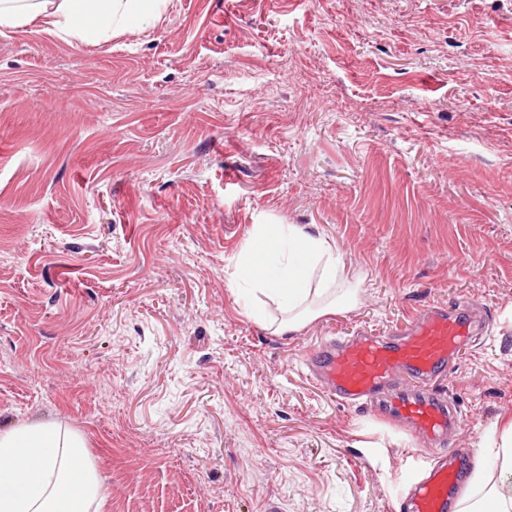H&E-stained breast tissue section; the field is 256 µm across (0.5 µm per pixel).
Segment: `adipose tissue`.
I'll return each mask as SVG.
<instances>
[{
	"label": "adipose tissue",
	"instance_id": "ef3b65f1",
	"mask_svg": "<svg viewBox=\"0 0 512 512\" xmlns=\"http://www.w3.org/2000/svg\"><path fill=\"white\" fill-rule=\"evenodd\" d=\"M165 0H0V28L40 21L63 40L95 43L159 13ZM238 284L283 312L279 333L356 307L333 243L295 224H258L240 254ZM458 512H512V489L491 482L488 467L512 476V420L488 444ZM100 479L82 437L32 423L0 433V512H99Z\"/></svg>",
	"mask_w": 512,
	"mask_h": 512
}]
</instances>
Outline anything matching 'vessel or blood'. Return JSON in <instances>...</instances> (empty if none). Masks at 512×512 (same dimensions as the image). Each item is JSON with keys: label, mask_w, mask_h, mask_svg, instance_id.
<instances>
[{"label": "vessel or blood", "mask_w": 512, "mask_h": 512, "mask_svg": "<svg viewBox=\"0 0 512 512\" xmlns=\"http://www.w3.org/2000/svg\"><path fill=\"white\" fill-rule=\"evenodd\" d=\"M475 320L467 306L432 305L399 336L356 335L322 344L305 359L310 377L342 402L398 423L431 447L461 423L457 407L435 385L446 377L459 349L471 340ZM401 512H454L464 487L463 467L446 453L406 476Z\"/></svg>", "instance_id": "vessel-or-blood-1"}]
</instances>
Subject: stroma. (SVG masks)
I'll list each match as a JSON object with an SVG mask.
<instances>
[{
    "mask_svg": "<svg viewBox=\"0 0 512 512\" xmlns=\"http://www.w3.org/2000/svg\"><path fill=\"white\" fill-rule=\"evenodd\" d=\"M334 242L356 308L285 335L253 225ZM482 316L448 450L512 419V0H166L95 45L0 29V433L80 434L101 512H399L426 456L313 382L336 338Z\"/></svg>",
    "mask_w": 512,
    "mask_h": 512,
    "instance_id": "obj_1",
    "label": "stroma"
}]
</instances>
